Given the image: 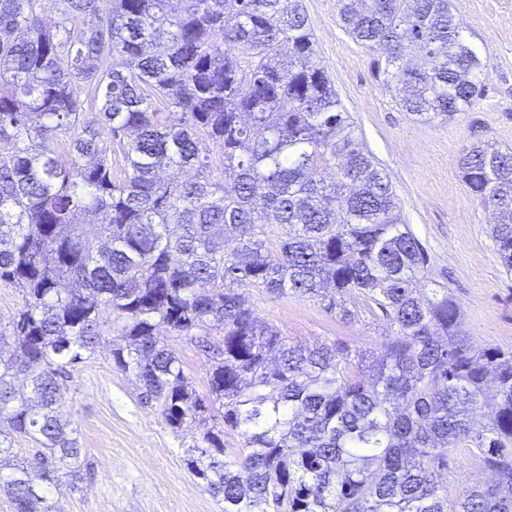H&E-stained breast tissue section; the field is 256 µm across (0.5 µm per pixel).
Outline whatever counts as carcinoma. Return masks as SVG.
<instances>
[{
  "mask_svg": "<svg viewBox=\"0 0 512 512\" xmlns=\"http://www.w3.org/2000/svg\"><path fill=\"white\" fill-rule=\"evenodd\" d=\"M179 2L0 0V283L23 299L0 328V493L56 512L47 486L78 488L60 407L109 309L112 361L145 403L176 431L218 409L240 437L209 429L187 458L224 512H512V354L474 352L448 287L420 297L427 252L315 60L302 0ZM336 15L404 111L446 122L483 96L450 0H336ZM173 168L196 174L161 177ZM460 169L509 273L512 148L473 144ZM251 288L345 322L358 291L393 334L371 358L304 347ZM161 327L213 361L206 395ZM212 328L223 346L196 334ZM19 436L41 447L22 465ZM459 446L494 481L450 502L439 476Z\"/></svg>",
  "mask_w": 512,
  "mask_h": 512,
  "instance_id": "1",
  "label": "carcinoma"
}]
</instances>
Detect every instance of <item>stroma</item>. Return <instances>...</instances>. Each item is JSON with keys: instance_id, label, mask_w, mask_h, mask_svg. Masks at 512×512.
Wrapping results in <instances>:
<instances>
[{"instance_id": "obj_1", "label": "stroma", "mask_w": 512, "mask_h": 512, "mask_svg": "<svg viewBox=\"0 0 512 512\" xmlns=\"http://www.w3.org/2000/svg\"><path fill=\"white\" fill-rule=\"evenodd\" d=\"M316 57L349 112L356 133L386 173L405 224L429 256L428 276L447 286L461 308V329L473 348L512 352V273L501 266L491 238V217L465 187L459 159L465 148L489 142L512 148V0H452L462 33L489 65L487 92L468 112L448 122L425 123L398 105L394 88L378 77L372 55L340 26L336 0H303ZM261 320L303 345L339 342L377 351L391 336L389 321L363 296L347 304L343 322L316 300L251 291ZM102 340L67 381L64 412L82 448L84 479L78 489L49 487L56 512H224L204 482L187 468V448L199 429L173 432L158 407L141 405L134 377L112 363L119 344L110 312L101 317ZM163 344L182 360L198 393H206L209 360L177 333L160 329ZM440 480L448 498L463 500L491 482L470 449H456Z\"/></svg>"}]
</instances>
